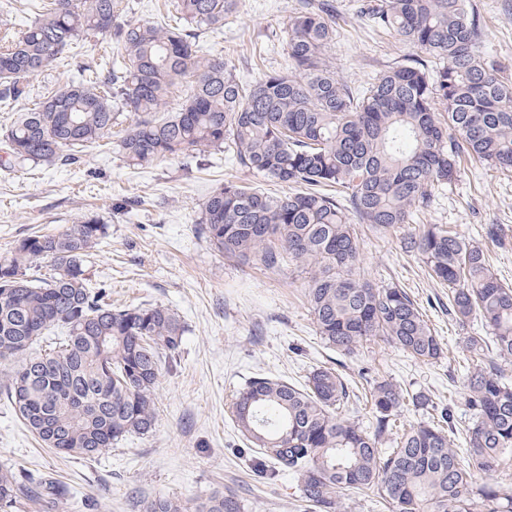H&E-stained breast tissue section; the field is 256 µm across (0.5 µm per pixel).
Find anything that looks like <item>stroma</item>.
I'll list each match as a JSON object with an SVG mask.
<instances>
[{
    "instance_id": "obj_1",
    "label": "stroma",
    "mask_w": 512,
    "mask_h": 512,
    "mask_svg": "<svg viewBox=\"0 0 512 512\" xmlns=\"http://www.w3.org/2000/svg\"><path fill=\"white\" fill-rule=\"evenodd\" d=\"M297 2L238 0L223 27L201 31L199 41L252 82L264 71L286 67L287 23ZM332 2L336 40L328 56L350 85H365L386 66L415 55V48L361 13V0ZM471 5L487 54L512 74V0H471ZM103 53L99 45H78L56 68L33 79L32 97L79 67L98 63ZM228 180L276 189L218 151L191 152L137 169L111 143L89 150L81 163L51 170L0 164L1 260L30 232L54 234L83 215H98L108 234L88 264L93 286L104 288L115 306L176 309L187 327L177 365L159 379L155 431L128 437L94 459L43 447L0 399V466L61 480L69 494L57 512H138L144 497L196 500L225 489L245 500L246 512H303L292 477L268 479L253 472L234 425L229 397L257 374L300 385L315 367L335 368L353 391L345 418L367 428L373 422L371 380L391 381L405 398L402 424L436 421L441 410L451 411L454 443L463 447L471 415L464 401L469 364L459 339L476 335L478 327L449 316L447 286L428 278L401 241L426 224L446 225L468 239L480 238L482 225H502L501 242L487 243L486 249L495 273L512 285V171L464 160L459 176L436 188L428 206L414 211L408 223L386 231L356 227L358 275L405 288L444 344L443 357L425 363L381 340L352 354L336 351L315 331L301 277L215 251L200 233L201 208ZM420 394L431 397L435 411L413 405Z\"/></svg>"
}]
</instances>
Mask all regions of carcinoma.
I'll return each mask as SVG.
<instances>
[{"label": "carcinoma", "instance_id": "obj_1", "mask_svg": "<svg viewBox=\"0 0 512 512\" xmlns=\"http://www.w3.org/2000/svg\"><path fill=\"white\" fill-rule=\"evenodd\" d=\"M20 31L0 28V109L17 110L0 136V160L70 166L112 136L119 116L134 117L118 147L128 164L152 165L187 152H233L238 164L285 187L268 194L227 181L203 204L201 233L226 257L267 270L290 265L307 274L317 334L348 354L380 339L421 361L441 358L442 343L408 293L356 277L354 224L382 230L406 223L432 190L457 174L461 157L512 170V77L483 51L469 0H369L361 11L427 55L383 70L358 89L336 74L329 0H301L288 21V69L241 84L224 59L204 53L197 29L224 26L237 0H171L172 18L121 19V0H33ZM111 36L118 60L85 66L45 88L32 108L30 80L79 42ZM191 79L180 108L172 89ZM107 226L83 216L57 234L21 238L0 262V360L24 354L46 336L57 350L9 375L4 389L19 419L43 445L91 459L156 425L155 387L177 362L186 326L171 308H112L93 290L86 262ZM435 280L448 285V313L473 316L485 336L463 337L472 371L466 448L453 447L454 424L398 427L401 389L373 383L375 425L341 416L350 391L331 367L297 386L257 375L233 395L237 429L254 469L291 475L300 500L336 512V495L371 492L392 512H512V483L478 476L512 458V286L491 271L483 246L438 224L403 240ZM47 259L42 274L33 262ZM396 433V446L381 448ZM66 487L42 474L0 470V509L21 500L51 512ZM141 512H243V500L214 491L181 501L145 497Z\"/></svg>", "mask_w": 512, "mask_h": 512}]
</instances>
